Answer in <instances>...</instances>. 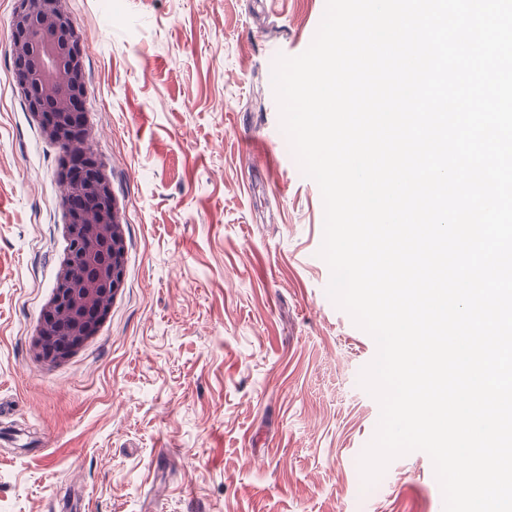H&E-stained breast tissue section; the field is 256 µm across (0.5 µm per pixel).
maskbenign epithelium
Wrapping results in <instances>:
<instances>
[{"mask_svg": "<svg viewBox=\"0 0 512 512\" xmlns=\"http://www.w3.org/2000/svg\"><path fill=\"white\" fill-rule=\"evenodd\" d=\"M12 18L19 85L44 135L61 144V178L70 248L40 320L34 347L56 363L97 331L121 288L124 225L109 180L93 158L82 102L86 84L80 42L65 0H17Z\"/></svg>", "mask_w": 512, "mask_h": 512, "instance_id": "1", "label": "benign epithelium"}]
</instances>
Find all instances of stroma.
<instances>
[{
    "instance_id": "1",
    "label": "stroma",
    "mask_w": 512,
    "mask_h": 512,
    "mask_svg": "<svg viewBox=\"0 0 512 512\" xmlns=\"http://www.w3.org/2000/svg\"><path fill=\"white\" fill-rule=\"evenodd\" d=\"M326 0H66L124 284L60 363L34 337L68 249L63 152L0 0V512H444L430 456L364 486L374 339L327 294L324 206L272 68Z\"/></svg>"
}]
</instances>
